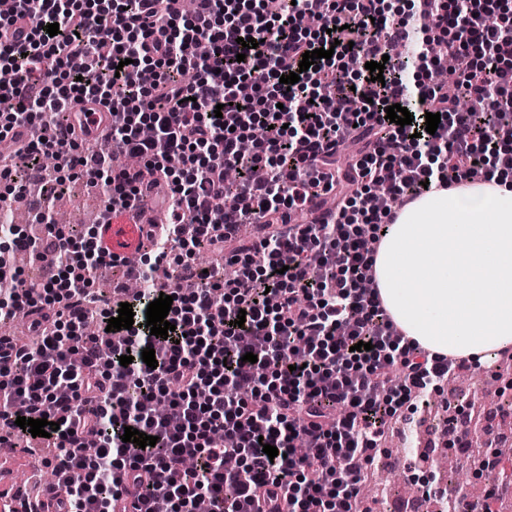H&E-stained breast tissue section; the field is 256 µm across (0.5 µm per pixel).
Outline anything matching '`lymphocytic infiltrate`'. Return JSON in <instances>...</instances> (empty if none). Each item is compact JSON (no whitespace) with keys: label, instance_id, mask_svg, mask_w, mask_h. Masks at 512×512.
I'll use <instances>...</instances> for the list:
<instances>
[{"label":"lymphocytic infiltrate","instance_id":"lymphocytic-infiltrate-1","mask_svg":"<svg viewBox=\"0 0 512 512\" xmlns=\"http://www.w3.org/2000/svg\"><path fill=\"white\" fill-rule=\"evenodd\" d=\"M384 3L282 0L271 15L263 0H195L188 14L171 0H11L0 12V70L10 74L0 99L11 104L0 137L21 126L51 132L0 159V179L51 155L49 182L80 170L110 210L144 206L147 190L169 188L166 224L112 285L120 294L127 281L143 284L128 298L132 328L112 342L85 333L87 322L103 330L118 314L90 291L112 258L89 243L76 273L69 236L44 246L0 229L7 252L53 267L41 282L14 268L0 276L1 321L25 305L39 312L36 342L0 336L9 428L0 446L18 433L17 418L58 423L50 440L63 464L48 512H123L125 485L138 492V512H195L201 500L209 512H357L358 486L398 409L426 410L465 368L405 336L363 283L385 228L426 188L476 169L488 182L512 175V0H409L398 19ZM17 16L30 24L21 41L7 34ZM52 23L54 36L45 31ZM249 37L257 48L243 49ZM437 40L458 59L451 76L470 110L444 85L404 80L410 59L390 52L414 43L432 77ZM320 48L331 59L300 71L303 53ZM371 61L384 62L382 81L372 80ZM295 71L298 83H281ZM88 96L117 113L101 136L109 151L81 150L74 136L69 105ZM396 103L412 124L390 123L385 109ZM429 112L440 116L432 134ZM349 139L363 148L340 193L336 156ZM126 154L141 166L115 165ZM170 154L179 167L168 166ZM228 167L240 172L236 185L224 181ZM378 184L383 208L373 200ZM333 191L322 223H297ZM244 224L251 239L240 235ZM203 248L222 254L233 278L198 266ZM163 293L175 326L165 338L151 335L145 315ZM361 341L367 350L355 351ZM147 347L156 367L142 360ZM249 352L256 362L245 361ZM127 353L132 362L121 365ZM129 427L155 446L123 442ZM217 432L224 446L213 445Z\"/></svg>","mask_w":512,"mask_h":512}]
</instances>
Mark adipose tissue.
<instances>
[{
  "instance_id": "1",
  "label": "adipose tissue",
  "mask_w": 512,
  "mask_h": 512,
  "mask_svg": "<svg viewBox=\"0 0 512 512\" xmlns=\"http://www.w3.org/2000/svg\"><path fill=\"white\" fill-rule=\"evenodd\" d=\"M383 306L430 353L483 360L512 346V177L422 195L375 256Z\"/></svg>"
}]
</instances>
